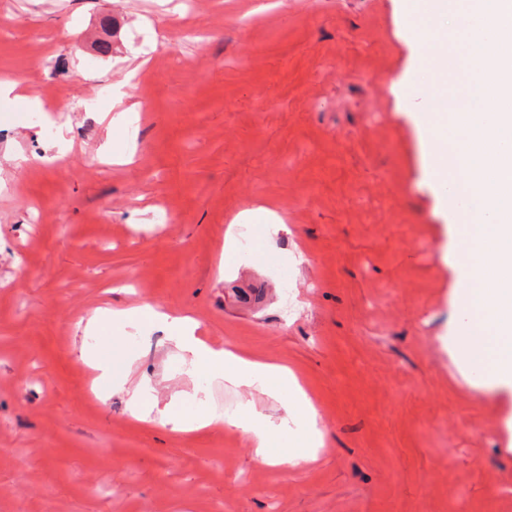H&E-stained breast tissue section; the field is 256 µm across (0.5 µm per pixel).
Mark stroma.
Returning a JSON list of instances; mask_svg holds the SVG:
<instances>
[{"label": "stroma", "mask_w": 512, "mask_h": 512, "mask_svg": "<svg viewBox=\"0 0 512 512\" xmlns=\"http://www.w3.org/2000/svg\"><path fill=\"white\" fill-rule=\"evenodd\" d=\"M397 24L394 0H0V81L41 105L0 102V512H512V402L439 343L456 276L392 93L413 56ZM118 85L142 110L112 135ZM258 205L304 262L220 270L228 225ZM144 303L292 367L318 460L267 466L236 428L175 433L91 399L84 323ZM138 352L160 403L198 387L162 331ZM198 388L219 413H284Z\"/></svg>", "instance_id": "stroma-1"}]
</instances>
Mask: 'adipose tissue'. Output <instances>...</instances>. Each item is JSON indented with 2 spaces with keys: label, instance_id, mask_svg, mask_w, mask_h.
I'll use <instances>...</instances> for the list:
<instances>
[{
  "label": "adipose tissue",
  "instance_id": "1",
  "mask_svg": "<svg viewBox=\"0 0 512 512\" xmlns=\"http://www.w3.org/2000/svg\"><path fill=\"white\" fill-rule=\"evenodd\" d=\"M240 219L260 220V259L267 264L279 261L281 255L274 246V238L287 229L282 218L261 206L242 212ZM124 327L139 332L155 327L166 331L190 377H220L234 386L261 391L281 402L283 416L272 419L257 412L249 402L240 403L235 411L222 415L210 410L194 394L159 405L149 378L135 383L130 380L138 349L111 336L113 329ZM197 329L193 318L173 315L148 303L125 309H96L87 330L101 335L102 341L82 350L85 362L97 372L93 381L96 392L104 400L115 394L124 395L132 417L174 431L193 432L222 423L235 427L247 436L256 459L265 465L294 467L315 462L324 446V433L314 402L294 371L275 360L214 348L198 336Z\"/></svg>",
  "mask_w": 512,
  "mask_h": 512
}]
</instances>
